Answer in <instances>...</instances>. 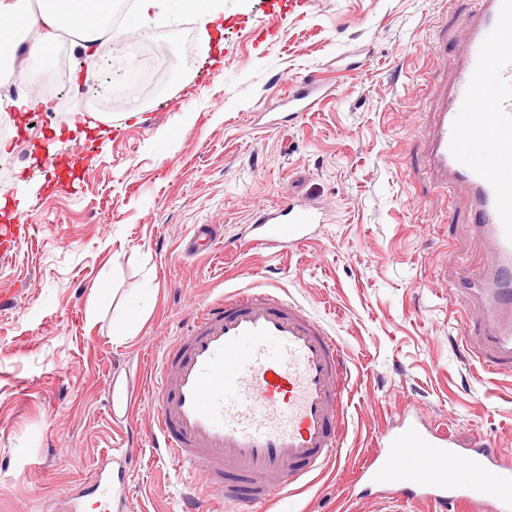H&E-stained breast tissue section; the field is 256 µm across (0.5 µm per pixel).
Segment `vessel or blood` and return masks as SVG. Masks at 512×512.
Segmentation results:
<instances>
[{
	"label": "vessel or blood",
	"mask_w": 512,
	"mask_h": 512,
	"mask_svg": "<svg viewBox=\"0 0 512 512\" xmlns=\"http://www.w3.org/2000/svg\"><path fill=\"white\" fill-rule=\"evenodd\" d=\"M465 26L446 105L428 132L435 176L469 202L475 229L491 245L485 265L461 267L452 293L479 325L476 360L488 373L512 376V0H477ZM325 94L305 80L288 95L296 114ZM492 153V165L478 158ZM317 207L287 198L261 208L250 244L276 254L312 240L325 223ZM21 214L0 225V263ZM347 355L327 328L271 285L220 292L161 356L151 390L153 444L169 461L205 473L216 498L236 512H260L275 494L305 481L337 458L349 405ZM132 459H101L96 479L71 494L108 499L115 470ZM356 485H392L387 512L418 499L436 512H512V464L486 443L462 447L447 428L402 418L361 462Z\"/></svg>",
	"instance_id": "b4317fda"
}]
</instances>
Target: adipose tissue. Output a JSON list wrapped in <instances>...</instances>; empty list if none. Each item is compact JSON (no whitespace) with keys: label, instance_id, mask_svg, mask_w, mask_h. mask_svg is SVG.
I'll list each match as a JSON object with an SVG mask.
<instances>
[{"label":"adipose tissue","instance_id":"1","mask_svg":"<svg viewBox=\"0 0 512 512\" xmlns=\"http://www.w3.org/2000/svg\"><path fill=\"white\" fill-rule=\"evenodd\" d=\"M116 0H38L30 11L29 0H0V75L13 69L14 54L24 49L28 59L42 60L55 51L60 33L74 36L82 49L81 66L86 77L100 71L103 44L119 35L112 25ZM192 13L206 23H214L221 12L220 0H134L130 17L136 28L145 29L162 15Z\"/></svg>","mask_w":512,"mask_h":512}]
</instances>
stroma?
Masks as SVG:
<instances>
[{
  "label": "stroma",
  "instance_id": "stroma-1",
  "mask_svg": "<svg viewBox=\"0 0 512 512\" xmlns=\"http://www.w3.org/2000/svg\"><path fill=\"white\" fill-rule=\"evenodd\" d=\"M473 0H223L222 49L200 20L147 29L173 59L164 89L104 112V93L69 87L75 129L37 139L83 157L84 175L49 194L25 142L6 139L0 196L30 234L0 264V512H65L95 463L133 447L112 486L122 512H184L203 478L152 448L153 406L128 420L112 392L151 382L164 349L218 289L273 284L319 318L347 353L350 404L341 465L267 504V512H384L350 497L354 466L400 414L487 438L512 460V377H485L449 287L483 262L470 210L428 173L424 129L452 79ZM329 87L303 117L265 115L298 82ZM328 221L288 255L248 245L259 207L282 196ZM221 233L186 253L195 225ZM127 338L113 328L131 309Z\"/></svg>",
  "mask_w": 512,
  "mask_h": 512
}]
</instances>
